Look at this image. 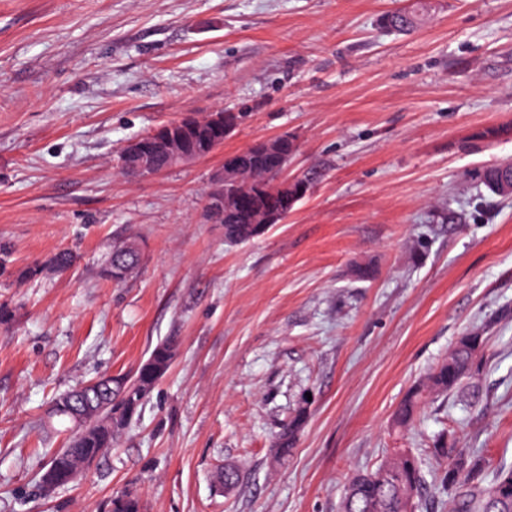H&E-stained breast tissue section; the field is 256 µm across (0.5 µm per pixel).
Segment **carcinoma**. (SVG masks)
Instances as JSON below:
<instances>
[{"instance_id":"1","label":"carcinoma","mask_w":512,"mask_h":512,"mask_svg":"<svg viewBox=\"0 0 512 512\" xmlns=\"http://www.w3.org/2000/svg\"><path fill=\"white\" fill-rule=\"evenodd\" d=\"M420 22L416 13H395L384 20L385 27L398 32L415 29ZM187 139L199 152L207 151L209 143L224 140V126L204 116L196 128L186 132ZM275 160L254 158L244 167L237 191L246 204L242 211L224 212V237L231 243H244L266 232L262 224L250 223L244 211L249 209L255 185L267 179ZM140 257L137 244L124 241L112 246L111 264L104 273L112 277L117 266L124 268L121 280H126L137 266ZM73 261L68 251L55 254L46 264H35L21 271L23 278H36L48 271L63 272ZM485 347V337L477 331L460 336L448 355L400 401L393 414V424L400 428L412 426L421 406L427 401L455 397L467 401L479 391V374ZM178 348V337L169 336L158 343L149 358L135 372L117 375L112 385V423L101 427L96 424L101 400L84 397V387L62 395L76 403L79 413L91 421L83 436L71 435L67 445L54 452L39 471V482L53 469L72 470L92 453H107L115 439L139 416L140 411L158 381L168 372ZM86 401L79 402L80 398ZM303 426V416L298 414L288 423L281 436L279 453L285 457L294 448ZM428 456L438 469L427 468L421 455L407 448H393L374 468L359 470L351 477L346 493L339 505V512H420L426 499L436 504L449 502L451 512H512V467L498 470L487 479L485 456L473 448L458 447L456 438H439L428 449ZM139 497L126 492L111 498L105 512H141Z\"/></svg>"}]
</instances>
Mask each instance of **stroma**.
I'll list each match as a JSON object with an SVG mask.
<instances>
[{"instance_id": "stroma-1", "label": "stroma", "mask_w": 512, "mask_h": 512, "mask_svg": "<svg viewBox=\"0 0 512 512\" xmlns=\"http://www.w3.org/2000/svg\"><path fill=\"white\" fill-rule=\"evenodd\" d=\"M424 20L395 34L382 16ZM243 120L220 147L127 179L121 146L184 114ZM512 0H0V512H337L351 473L455 431L512 466ZM297 138L314 174L282 223L224 239L205 204L224 157ZM138 237L122 283L102 267ZM63 273L18 271L60 251ZM373 266L371 280L351 274ZM487 344L479 397L392 414L462 334ZM179 346L137 423L52 493V399ZM304 424L288 456L278 439ZM237 486L217 491V465Z\"/></svg>"}]
</instances>
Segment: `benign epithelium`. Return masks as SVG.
Here are the masks:
<instances>
[{
    "label": "benign epithelium",
    "instance_id": "obj_1",
    "mask_svg": "<svg viewBox=\"0 0 512 512\" xmlns=\"http://www.w3.org/2000/svg\"><path fill=\"white\" fill-rule=\"evenodd\" d=\"M290 138L288 134H282L274 139L257 141L247 147L224 157V167L219 170L214 178L210 195L211 209L219 215H224V210H231L238 201L239 195L227 193V186L233 182L244 164L246 158L254 152L277 154L281 142ZM164 154L171 158L176 165L184 164L201 158V155L187 148L180 134L158 133L153 131L145 136L136 138L124 144L119 151V167L121 172L128 177H146L161 172L154 166V157ZM291 157L287 156L279 165L278 176L266 184L256 187L257 194L264 198L267 205L253 212L252 223L277 224L283 219L280 206L274 204L279 198L277 191L288 194V183L280 181V176L288 170Z\"/></svg>",
    "mask_w": 512,
    "mask_h": 512
}]
</instances>
